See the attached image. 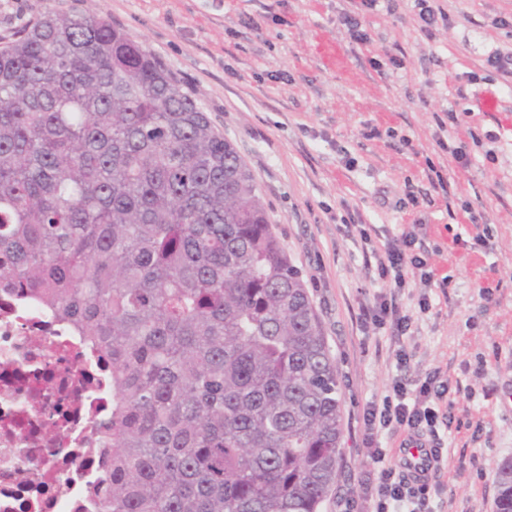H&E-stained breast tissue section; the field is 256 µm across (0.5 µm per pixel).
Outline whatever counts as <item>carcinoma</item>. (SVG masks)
<instances>
[{"label":"carcinoma","mask_w":512,"mask_h":512,"mask_svg":"<svg viewBox=\"0 0 512 512\" xmlns=\"http://www.w3.org/2000/svg\"><path fill=\"white\" fill-rule=\"evenodd\" d=\"M112 362L98 512H320L336 366L256 180L105 18L0 46V289ZM495 512H512V461Z\"/></svg>","instance_id":"cac0c4a2"}]
</instances>
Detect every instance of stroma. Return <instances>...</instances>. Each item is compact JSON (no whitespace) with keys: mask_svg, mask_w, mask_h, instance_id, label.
I'll use <instances>...</instances> for the list:
<instances>
[{"mask_svg":"<svg viewBox=\"0 0 512 512\" xmlns=\"http://www.w3.org/2000/svg\"><path fill=\"white\" fill-rule=\"evenodd\" d=\"M432 5L444 18L427 34L414 0H0V43L50 12L107 17L187 88L253 173L336 363L342 455L321 512L348 494L371 512L362 413L397 378L413 390L433 375L447 388L433 512H495V472L512 459V75L485 64L512 50V28L498 24L512 0ZM350 12L367 41L343 24ZM445 142L465 143L466 162ZM406 233L432 276L408 269L399 288L377 257ZM384 300L411 315L407 332L366 322Z\"/></svg>","mask_w":512,"mask_h":512,"instance_id":"stroma-1","label":"stroma"}]
</instances>
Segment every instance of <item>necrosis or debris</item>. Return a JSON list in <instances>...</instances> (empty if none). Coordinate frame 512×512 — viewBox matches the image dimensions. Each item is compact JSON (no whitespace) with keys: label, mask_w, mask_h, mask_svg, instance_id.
<instances>
[{"label":"necrosis or debris","mask_w":512,"mask_h":512,"mask_svg":"<svg viewBox=\"0 0 512 512\" xmlns=\"http://www.w3.org/2000/svg\"><path fill=\"white\" fill-rule=\"evenodd\" d=\"M110 397L75 337L0 290V512H96L89 445Z\"/></svg>","instance_id":"necrosis-or-debris-1"}]
</instances>
